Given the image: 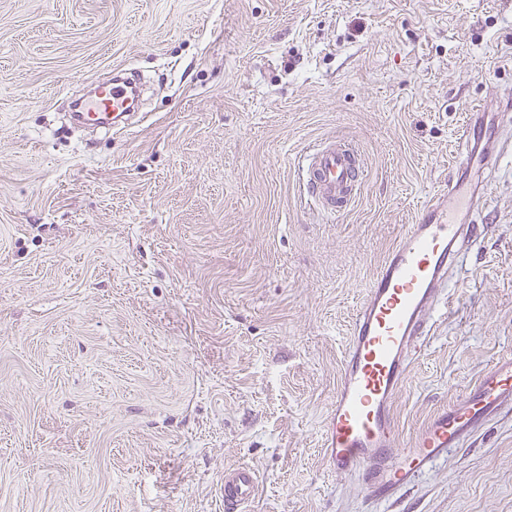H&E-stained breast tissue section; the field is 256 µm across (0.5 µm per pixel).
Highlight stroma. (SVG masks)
Returning a JSON list of instances; mask_svg holds the SVG:
<instances>
[{"mask_svg": "<svg viewBox=\"0 0 512 512\" xmlns=\"http://www.w3.org/2000/svg\"><path fill=\"white\" fill-rule=\"evenodd\" d=\"M142 117L70 102L115 68ZM512 92V0H0V512H512V410L387 500L323 438L352 317ZM352 140L343 213L297 160ZM456 301L394 403L403 439L512 355V157ZM259 485V475L253 467L241 464L224 469V511L246 512Z\"/></svg>", "mask_w": 512, "mask_h": 512, "instance_id": "obj_1", "label": "stroma"}]
</instances>
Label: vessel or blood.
I'll use <instances>...</instances> for the list:
<instances>
[{"label": "vessel or blood", "instance_id": "1", "mask_svg": "<svg viewBox=\"0 0 512 512\" xmlns=\"http://www.w3.org/2000/svg\"><path fill=\"white\" fill-rule=\"evenodd\" d=\"M136 77L114 75L77 105L83 126L121 128L130 116L129 90ZM512 155V102L489 113L471 107L459 130L447 185L428 198L413 224L378 266L352 322L339 383L327 415L325 462L337 477L362 475L371 497L386 499L408 487L450 449L462 447L477 427L512 409V356L497 360L475 389L436 412L409 440H402L393 406L414 360L426 349L435 315L453 297L448 280L487 231L480 206L492 170ZM308 198L327 215L346 210L365 178L355 146L329 138L301 161ZM259 485L253 467L224 470L225 512H247Z\"/></svg>", "mask_w": 512, "mask_h": 512}]
</instances>
